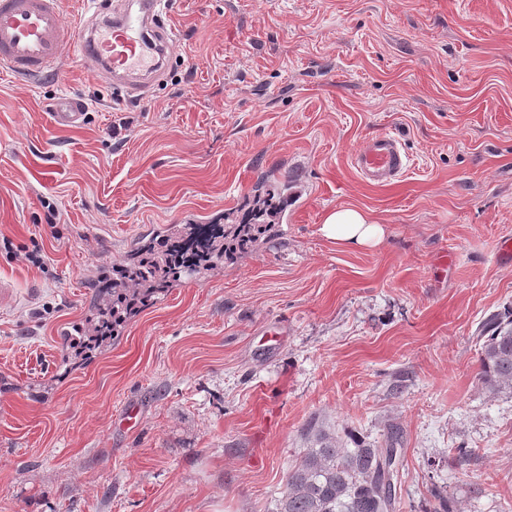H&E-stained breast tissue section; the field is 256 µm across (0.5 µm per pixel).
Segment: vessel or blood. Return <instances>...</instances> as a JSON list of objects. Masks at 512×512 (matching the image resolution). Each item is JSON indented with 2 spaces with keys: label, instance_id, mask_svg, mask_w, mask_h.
Segmentation results:
<instances>
[{
  "label": "vessel or blood",
  "instance_id": "b4317fda",
  "mask_svg": "<svg viewBox=\"0 0 512 512\" xmlns=\"http://www.w3.org/2000/svg\"><path fill=\"white\" fill-rule=\"evenodd\" d=\"M167 0H113L112 14L67 26L60 0H0V70L29 79L54 70L71 53L92 64L108 84L135 93L146 90L163 72L162 62L175 44L163 18ZM54 125L82 124L77 100L61 98L50 114ZM350 165L366 184L388 186L409 169L395 136L368 138L352 154Z\"/></svg>",
  "mask_w": 512,
  "mask_h": 512
}]
</instances>
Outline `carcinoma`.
Listing matches in <instances>:
<instances>
[{
	"label": "carcinoma",
	"mask_w": 512,
	"mask_h": 512,
	"mask_svg": "<svg viewBox=\"0 0 512 512\" xmlns=\"http://www.w3.org/2000/svg\"><path fill=\"white\" fill-rule=\"evenodd\" d=\"M289 182L275 190L269 178L254 189L252 208L236 224H222L199 250L186 255L176 248L199 237L200 224H173L164 245L145 244L130 251L121 262L104 269L107 286L98 290L86 315L81 335L88 342L74 358H90L94 348L121 333L136 316L138 305L167 291L184 275L203 277L224 268V261L245 253L259 239L277 236L278 223L288 202ZM484 338L478 380L490 393L512 392V307L491 314L480 329ZM313 443L288 471L285 491L275 512H393L394 479L400 464V430L390 427L385 447L359 443L344 448L336 435L309 428Z\"/></svg>",
	"instance_id": "cac0c4a2"
}]
</instances>
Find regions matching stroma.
I'll return each instance as SVG.
<instances>
[{"mask_svg": "<svg viewBox=\"0 0 512 512\" xmlns=\"http://www.w3.org/2000/svg\"><path fill=\"white\" fill-rule=\"evenodd\" d=\"M167 21L144 96L78 60L0 71V512H273L312 422L379 447L401 427L395 512L435 489L512 512V393L477 377L479 328L512 305V0H169ZM64 96L82 126L51 123ZM379 133L410 164L387 187L350 166ZM267 172L295 185L276 239L69 358L102 267L243 214ZM342 205L381 244L326 238Z\"/></svg>", "mask_w": 512, "mask_h": 512, "instance_id": "35a3bbf8", "label": "stroma"}]
</instances>
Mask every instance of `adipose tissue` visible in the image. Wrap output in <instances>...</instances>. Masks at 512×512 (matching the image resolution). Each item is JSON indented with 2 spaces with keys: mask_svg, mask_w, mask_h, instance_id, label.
Instances as JSON below:
<instances>
[{
  "mask_svg": "<svg viewBox=\"0 0 512 512\" xmlns=\"http://www.w3.org/2000/svg\"><path fill=\"white\" fill-rule=\"evenodd\" d=\"M323 235L347 247L373 248L384 237V227L370 210L341 206L331 211L321 226Z\"/></svg>",
  "mask_w": 512,
  "mask_h": 512,
  "instance_id": "ef3b65f1",
  "label": "adipose tissue"
}]
</instances>
